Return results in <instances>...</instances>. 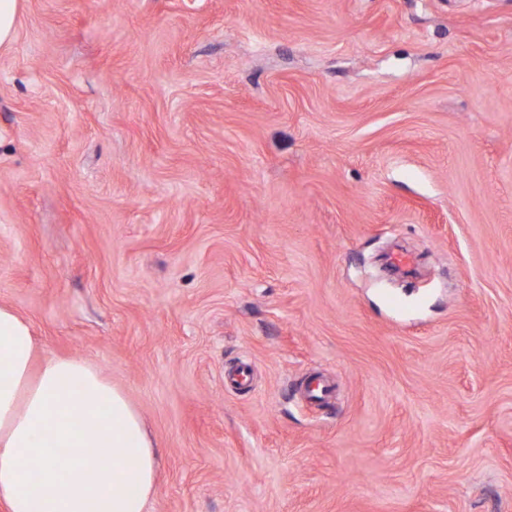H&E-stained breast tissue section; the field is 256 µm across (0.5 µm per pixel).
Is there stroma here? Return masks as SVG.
<instances>
[{
	"mask_svg": "<svg viewBox=\"0 0 512 512\" xmlns=\"http://www.w3.org/2000/svg\"><path fill=\"white\" fill-rule=\"evenodd\" d=\"M0 303L128 393L146 512H512V0H19Z\"/></svg>",
	"mask_w": 512,
	"mask_h": 512,
	"instance_id": "35a3bbf8",
	"label": "stroma"
}]
</instances>
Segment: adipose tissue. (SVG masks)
<instances>
[{"instance_id":"ef3b65f1","label":"adipose tissue","mask_w":512,"mask_h":512,"mask_svg":"<svg viewBox=\"0 0 512 512\" xmlns=\"http://www.w3.org/2000/svg\"><path fill=\"white\" fill-rule=\"evenodd\" d=\"M156 476L127 394L88 360L39 357L30 323L0 304V512H146Z\"/></svg>"}]
</instances>
